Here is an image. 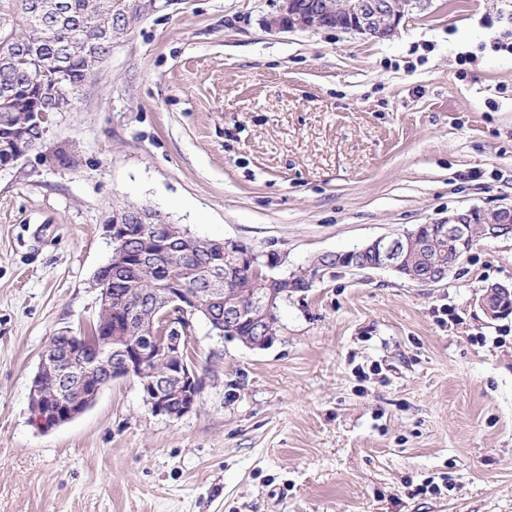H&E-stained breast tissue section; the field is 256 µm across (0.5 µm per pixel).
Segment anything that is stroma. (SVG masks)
<instances>
[{
    "label": "stroma",
    "mask_w": 512,
    "mask_h": 512,
    "mask_svg": "<svg viewBox=\"0 0 512 512\" xmlns=\"http://www.w3.org/2000/svg\"><path fill=\"white\" fill-rule=\"evenodd\" d=\"M280 0H162L113 47L49 145L0 168V512H512V239L443 281L336 268L268 349L189 346L196 410L153 414L117 379L74 420H31L52 336L96 324L113 206L210 239L328 252L512 203V0H411L384 40L272 31ZM472 56L461 64V56ZM480 306L485 314L491 319L503 317L510 311L504 310L507 302L512 304V284L495 283L486 286L480 296Z\"/></svg>",
    "instance_id": "1"
}]
</instances>
